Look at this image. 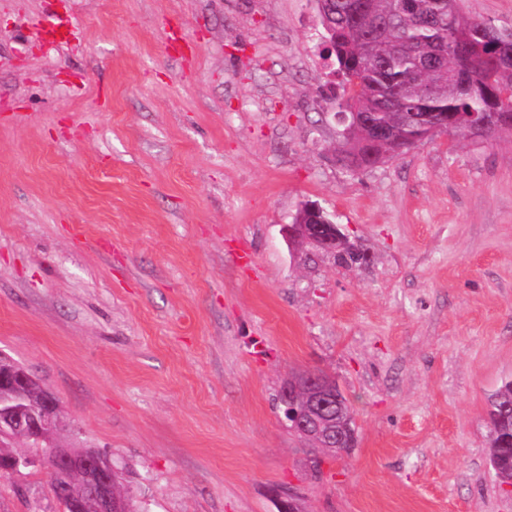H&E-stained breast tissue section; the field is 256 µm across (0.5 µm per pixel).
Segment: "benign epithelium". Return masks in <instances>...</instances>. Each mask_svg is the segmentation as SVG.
Returning <instances> with one entry per match:
<instances>
[{
  "mask_svg": "<svg viewBox=\"0 0 512 512\" xmlns=\"http://www.w3.org/2000/svg\"><path fill=\"white\" fill-rule=\"evenodd\" d=\"M289 244H301L317 254L349 252L368 261V253L350 241L343 227L327 217L316 203H306L293 221L283 225ZM313 389L314 399L327 406L342 391L330 376L302 373L289 378L282 387L284 415L291 429L310 438L325 435L321 419L301 418L295 396L304 387ZM61 404L39 378L0 352V445L23 443L13 453L0 454V477H14L27 468H40L50 479L52 495L69 512H128L115 484L123 480L112 460L95 448H71L60 443L65 429Z\"/></svg>",
  "mask_w": 512,
  "mask_h": 512,
  "instance_id": "obj_1",
  "label": "benign epithelium"
}]
</instances>
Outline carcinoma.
<instances>
[{
    "instance_id": "carcinoma-1",
    "label": "carcinoma",
    "mask_w": 512,
    "mask_h": 512,
    "mask_svg": "<svg viewBox=\"0 0 512 512\" xmlns=\"http://www.w3.org/2000/svg\"><path fill=\"white\" fill-rule=\"evenodd\" d=\"M366 0L358 18L352 0H332L320 13L335 55L336 113L365 112L349 121L348 137L365 141L369 123L389 132L377 153L398 157L427 139L431 122L448 121L445 134L468 138L474 124L489 121L494 132L512 130V32L448 12V0ZM437 52L434 64L422 57ZM490 457L499 459L500 484L512 485V380L488 399ZM353 421L342 399L327 412L336 426Z\"/></svg>"
}]
</instances>
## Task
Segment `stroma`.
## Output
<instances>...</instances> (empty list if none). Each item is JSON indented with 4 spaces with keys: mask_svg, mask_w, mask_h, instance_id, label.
<instances>
[{
    "mask_svg": "<svg viewBox=\"0 0 512 512\" xmlns=\"http://www.w3.org/2000/svg\"><path fill=\"white\" fill-rule=\"evenodd\" d=\"M323 35L315 0H0V352L139 512H512V134L348 172ZM307 201L367 264L289 247ZM304 371L355 411L341 457L279 407ZM491 421V458L499 459L495 471L500 484L512 485V380L506 381L488 399Z\"/></svg>",
    "mask_w": 512,
    "mask_h": 512,
    "instance_id": "obj_1",
    "label": "stroma"
}]
</instances>
